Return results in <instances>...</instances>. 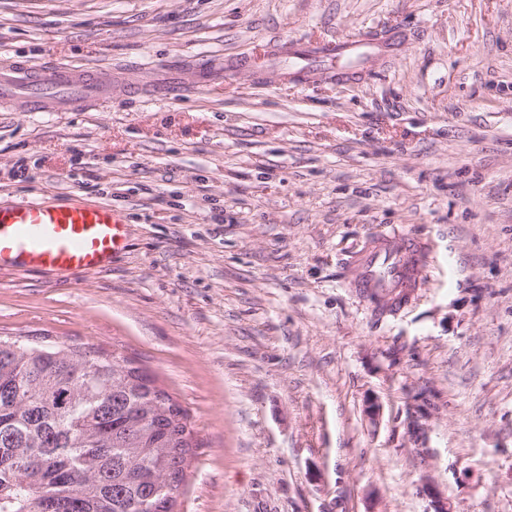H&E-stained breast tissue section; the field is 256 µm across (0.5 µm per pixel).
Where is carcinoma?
Segmentation results:
<instances>
[{
  "instance_id": "obj_1",
  "label": "carcinoma",
  "mask_w": 512,
  "mask_h": 512,
  "mask_svg": "<svg viewBox=\"0 0 512 512\" xmlns=\"http://www.w3.org/2000/svg\"><path fill=\"white\" fill-rule=\"evenodd\" d=\"M187 412L93 346L0 338V512H173Z\"/></svg>"
}]
</instances>
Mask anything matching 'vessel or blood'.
Wrapping results in <instances>:
<instances>
[{
    "instance_id": "vessel-or-blood-1",
    "label": "vessel or blood",
    "mask_w": 512,
    "mask_h": 512,
    "mask_svg": "<svg viewBox=\"0 0 512 512\" xmlns=\"http://www.w3.org/2000/svg\"><path fill=\"white\" fill-rule=\"evenodd\" d=\"M112 96V76L49 65L0 66V99L20 100L32 112H80ZM125 218L110 207L68 203L0 204V271L88 272L125 247ZM430 250L408 234L369 240L347 263L345 281L373 311L403 308L423 286Z\"/></svg>"
}]
</instances>
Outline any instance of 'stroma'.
I'll return each instance as SVG.
<instances>
[{
  "label": "stroma",
  "mask_w": 512,
  "mask_h": 512,
  "mask_svg": "<svg viewBox=\"0 0 512 512\" xmlns=\"http://www.w3.org/2000/svg\"><path fill=\"white\" fill-rule=\"evenodd\" d=\"M365 33L353 76L246 66ZM2 59L123 79L84 112L0 103V204L126 217L102 269L0 273V336L172 395L174 512H429L425 479L512 512V0H0ZM394 230L430 262L379 318L344 263Z\"/></svg>",
  "instance_id": "1"
}]
</instances>
